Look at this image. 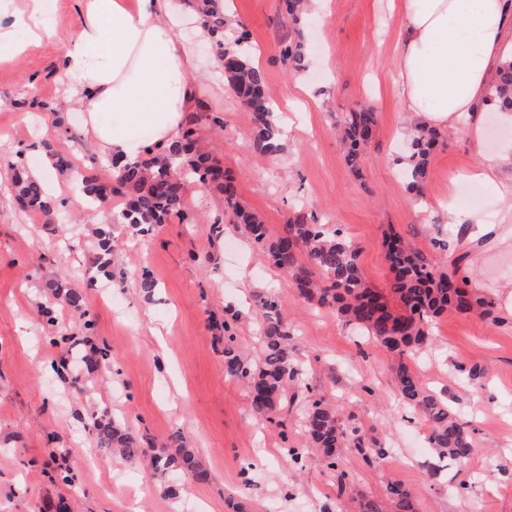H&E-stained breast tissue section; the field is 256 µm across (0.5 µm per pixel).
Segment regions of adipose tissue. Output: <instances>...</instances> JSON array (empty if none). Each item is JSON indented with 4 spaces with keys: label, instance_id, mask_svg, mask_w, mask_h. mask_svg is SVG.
<instances>
[{
    "label": "adipose tissue",
    "instance_id": "adipose-tissue-1",
    "mask_svg": "<svg viewBox=\"0 0 512 512\" xmlns=\"http://www.w3.org/2000/svg\"><path fill=\"white\" fill-rule=\"evenodd\" d=\"M393 11L400 110L433 127L464 129L480 143L475 108L494 77V62L512 56V0H395ZM80 13L60 78L97 150L133 160L149 145L175 140L194 107L196 88L169 0H136L131 6L125 0H81ZM54 37L44 0H28L12 27L0 28V54L18 56ZM145 127L151 139L141 137ZM470 178L512 198V149L487 158ZM457 243L467 257L512 246V208L496 224L471 214Z\"/></svg>",
    "mask_w": 512,
    "mask_h": 512
}]
</instances>
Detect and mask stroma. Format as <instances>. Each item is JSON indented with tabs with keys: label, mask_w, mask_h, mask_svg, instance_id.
Returning a JSON list of instances; mask_svg holds the SVG:
<instances>
[{
	"label": "stroma",
	"mask_w": 512,
	"mask_h": 512,
	"mask_svg": "<svg viewBox=\"0 0 512 512\" xmlns=\"http://www.w3.org/2000/svg\"><path fill=\"white\" fill-rule=\"evenodd\" d=\"M230 3L232 21L261 51L267 92L287 128L278 157L253 151L251 114L213 68L192 14H185L180 33L210 106L199 135L235 176L240 203L261 213L274 235L298 212L334 220L358 247L372 288L390 286L383 238L394 231L500 300L504 288H512V247L459 261L456 227L441 219L435 203L450 196L463 212L501 210V201L463 175L512 144V125L483 113L478 148L462 130H442L422 192L411 193L399 162L407 140L398 130L406 115L394 92L397 20L390 0L326 6L314 0L299 26L307 67L297 73L281 62L282 43L294 30L273 22L282 0ZM51 22L52 42L0 62V172L9 176L21 165L42 170L51 146L65 147L79 169H101L83 114L70 107L57 73L80 22L76 0H56ZM361 108L373 109L377 123L356 176L335 131ZM46 179L66 199L48 220L0 189V512H236L239 503L245 512H362L363 501L383 497L391 481L413 491L416 512H512V321L442 314L427 327L421 354L402 359L473 430V456L442 461L428 444L426 423L395 390L400 359L335 310L299 297L294 283L240 232L229 228L223 238H210L209 224L224 213L219 191H189L191 224L174 218L139 238L113 225L114 271L124 279L113 286L89 263L108 212L89 207L58 173ZM145 273L156 283L149 294L139 287ZM58 283L81 293L92 330L74 323L54 296ZM270 294L280 298L294 329L303 384L342 414H353L385 450L370 467L353 449L340 450L341 468L355 477L346 494L337 493L304 432L302 399L283 398L270 418L258 417L241 383L224 372L217 327L225 308L239 313L237 349L255 360L262 351L256 308ZM69 338L107 349L110 365L73 364ZM462 365L487 375L469 383L458 372ZM104 408L155 446L181 435L208 481L161 478L149 458L115 457L99 448L87 422ZM60 454L69 461L68 485L54 461Z\"/></svg>",
	"instance_id": "stroma-1"
}]
</instances>
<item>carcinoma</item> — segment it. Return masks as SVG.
<instances>
[{
	"instance_id": "1",
	"label": "carcinoma",
	"mask_w": 512,
	"mask_h": 512,
	"mask_svg": "<svg viewBox=\"0 0 512 512\" xmlns=\"http://www.w3.org/2000/svg\"><path fill=\"white\" fill-rule=\"evenodd\" d=\"M183 5L198 16L209 37L213 59L252 114L254 152L262 157L279 155L284 150L282 130L266 90L264 74L249 62L247 33L230 25L221 0H183ZM281 59L290 71L304 70L303 42L286 43ZM483 105L493 112H512V58L496 69L490 96L483 100ZM208 111V103L197 101L186 128L170 145L156 151L149 148L147 156L140 160L112 161L110 182L96 173L73 167L60 151L48 152L52 167L59 174L69 176L89 204L98 207L106 197L122 198L120 209L111 213L108 223L96 231L98 252L91 263L104 277H114L110 225L123 224L141 234L172 217H182L189 188L199 183L222 193L226 212L235 217V223L269 262L293 281L299 297L336 310L347 324L363 331L396 356L421 348L426 339L424 326L450 310L465 315L475 313L484 319L493 317V302L474 297L466 289L467 278L458 279L454 272L437 273L430 256L409 247L396 233L386 235L383 242L393 273L391 287L385 292L366 286L358 250L336 225L296 214L288 218L280 234H270L259 214L240 205L235 178L199 146L196 125ZM375 124V113L360 109L350 112L340 129L346 164L355 171L361 148L371 138ZM439 139L437 130L419 123L414 125L405 166L409 190L420 191L429 157ZM11 189L25 208L46 216L53 213L55 202L42 179L20 170ZM63 300L83 321L84 327L90 328L80 293L71 289ZM261 309L263 348L260 358L253 363L246 361L235 347L238 314L228 311L224 319V371L245 386L254 413L263 416L274 410L288 389L300 388L301 380L292 356L294 329L282 319L279 300L265 298ZM395 381L401 399L419 412L428 425V442L438 458L466 461L475 451L473 439L450 405L431 394L421 376L402 361L397 365ZM89 425L102 448L126 458L148 453L144 437L124 426L106 409L92 413ZM304 427L313 447L321 453L323 466L334 473L341 494L354 487V476L337 468V448L345 443L353 446L368 465L383 453L360 426L342 427L340 411L322 397L309 396L304 408ZM172 440L175 453L153 455V469L164 477L173 472L196 480L207 477L192 449L183 446L182 437L177 434ZM390 504L395 512H415L413 492L399 482L387 483L385 497L367 499L362 508L363 512H386Z\"/></svg>"
}]
</instances>
